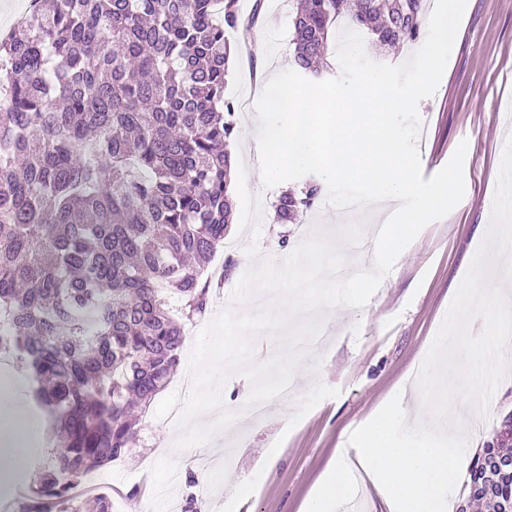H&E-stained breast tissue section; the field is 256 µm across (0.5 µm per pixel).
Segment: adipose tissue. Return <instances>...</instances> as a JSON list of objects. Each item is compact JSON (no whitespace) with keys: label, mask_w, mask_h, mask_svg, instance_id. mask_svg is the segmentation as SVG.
<instances>
[{"label":"adipose tissue","mask_w":512,"mask_h":512,"mask_svg":"<svg viewBox=\"0 0 512 512\" xmlns=\"http://www.w3.org/2000/svg\"><path fill=\"white\" fill-rule=\"evenodd\" d=\"M21 382L0 373V474L8 475L27 459L28 443L39 422L17 405Z\"/></svg>","instance_id":"obj_1"}]
</instances>
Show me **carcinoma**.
Here are the masks:
<instances>
[{
	"label": "carcinoma",
	"mask_w": 512,
	"mask_h": 512,
	"mask_svg": "<svg viewBox=\"0 0 512 512\" xmlns=\"http://www.w3.org/2000/svg\"><path fill=\"white\" fill-rule=\"evenodd\" d=\"M0 38V354L47 414V468L19 512H112L73 488L136 446L145 413L204 315L205 265L232 223L235 103L226 32L238 0H34ZM426 0H298L293 64L322 73L340 21L384 47L420 36ZM319 181L283 191L299 224ZM512 416L469 469L455 512L512 500Z\"/></svg>",
	"instance_id": "obj_1"
}]
</instances>
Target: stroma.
Returning a JSON list of instances; mask_svg holds the SVG:
<instances>
[{
	"instance_id": "obj_1",
	"label": "stroma",
	"mask_w": 512,
	"mask_h": 512,
	"mask_svg": "<svg viewBox=\"0 0 512 512\" xmlns=\"http://www.w3.org/2000/svg\"><path fill=\"white\" fill-rule=\"evenodd\" d=\"M262 2V20L249 38L228 35L235 60L226 94L237 102H256L251 77L263 79L290 66L288 0ZM511 64L512 0H467L440 84L418 105L424 177L441 170L460 142L468 144L462 201L418 234L365 306L335 308L329 344L299 362L293 399L274 402L261 421L238 420L218 434L216 447L234 451L231 470L206 469L205 448L174 455L172 442L181 425L143 419L138 446L99 471L94 490L111 494L112 512H164L168 491L195 499L202 512H302L355 429L394 395H403L407 407H414L418 390L409 387V374L425 358L491 222L486 205L494 196L505 147L499 112L512 102ZM258 127L254 116L237 122L229 145L238 159L232 184L235 216L214 262L231 257L236 266L225 273L219 298L209 304L210 319L228 309L244 312V305L231 299L240 279L264 263L282 262L300 244L301 229L358 219L368 227L364 242L371 244L374 228L383 223L375 212L360 217L335 210L323 195L301 225L274 223L279 194L299 183L264 185L256 165ZM283 233L288 236L284 247L278 242ZM511 414L512 373L497 386L483 429L471 435L474 444L484 446ZM191 476L196 486H188ZM204 483L213 487L207 499L199 496Z\"/></svg>"
}]
</instances>
